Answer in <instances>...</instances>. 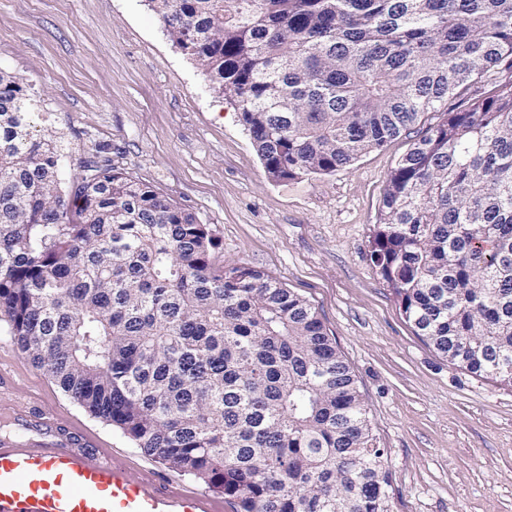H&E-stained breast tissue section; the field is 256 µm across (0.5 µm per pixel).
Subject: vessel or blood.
Wrapping results in <instances>:
<instances>
[{"label":"vessel or blood","mask_w":512,"mask_h":512,"mask_svg":"<svg viewBox=\"0 0 512 512\" xmlns=\"http://www.w3.org/2000/svg\"><path fill=\"white\" fill-rule=\"evenodd\" d=\"M0 512H214L198 490L136 479L67 442L20 448L0 442Z\"/></svg>","instance_id":"b4317fda"}]
</instances>
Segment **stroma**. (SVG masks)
Instances as JSON below:
<instances>
[{"label": "stroma", "mask_w": 512, "mask_h": 512, "mask_svg": "<svg viewBox=\"0 0 512 512\" xmlns=\"http://www.w3.org/2000/svg\"><path fill=\"white\" fill-rule=\"evenodd\" d=\"M0 68L40 99L36 129L61 141L60 178L109 164L208 224L216 265L247 264L317 310L355 374L384 464L392 512H512V386L448 363L405 318L370 259L387 176L416 138L511 80L494 69L422 115L411 134L353 165L269 179L238 112L174 47L147 0H0ZM0 439L51 442L36 422L136 477L179 489L202 480L146 455L71 401L0 322Z\"/></svg>", "instance_id": "obj_1"}]
</instances>
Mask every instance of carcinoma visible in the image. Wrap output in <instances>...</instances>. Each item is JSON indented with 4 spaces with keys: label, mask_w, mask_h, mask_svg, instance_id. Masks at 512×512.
Instances as JSON below:
<instances>
[{
    "label": "carcinoma",
    "mask_w": 512,
    "mask_h": 512,
    "mask_svg": "<svg viewBox=\"0 0 512 512\" xmlns=\"http://www.w3.org/2000/svg\"><path fill=\"white\" fill-rule=\"evenodd\" d=\"M150 6L276 182L348 167L512 72V0ZM37 111L0 69V321L19 349L236 512H390L357 379L315 308L248 264L215 266L209 225L121 170L88 164L64 197ZM370 257L418 335L512 385V81L412 143Z\"/></svg>",
    "instance_id": "1"
}]
</instances>
